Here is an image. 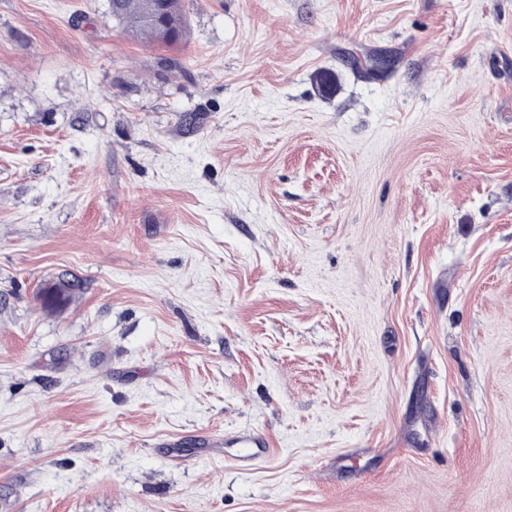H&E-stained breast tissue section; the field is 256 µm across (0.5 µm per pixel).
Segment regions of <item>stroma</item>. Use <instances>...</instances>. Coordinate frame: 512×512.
Instances as JSON below:
<instances>
[{
  "label": "stroma",
  "instance_id": "stroma-1",
  "mask_svg": "<svg viewBox=\"0 0 512 512\" xmlns=\"http://www.w3.org/2000/svg\"><path fill=\"white\" fill-rule=\"evenodd\" d=\"M184 7L0 0V512H512V0ZM108 3L110 15L131 39L163 47L185 41L188 21L181 0H109ZM157 4L166 5L165 14L155 11ZM49 282H53L55 288H58L59 295L49 297L46 294V289H40L36 297L41 307L46 311L62 310L70 303L79 290V288H77L78 285L74 281L64 277H58L56 280L45 282L41 288H47Z\"/></svg>",
  "mask_w": 512,
  "mask_h": 512
}]
</instances>
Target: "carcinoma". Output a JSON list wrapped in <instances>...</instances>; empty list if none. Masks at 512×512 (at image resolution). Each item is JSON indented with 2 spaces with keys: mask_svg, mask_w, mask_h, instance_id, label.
I'll use <instances>...</instances> for the list:
<instances>
[{
  "mask_svg": "<svg viewBox=\"0 0 512 512\" xmlns=\"http://www.w3.org/2000/svg\"><path fill=\"white\" fill-rule=\"evenodd\" d=\"M110 15L123 32L134 40H144L163 47L185 41L188 21L182 0H109ZM59 295L50 297L38 291L37 300L46 311L65 308L78 291L77 284L64 277L54 280Z\"/></svg>",
  "mask_w": 512,
  "mask_h": 512,
  "instance_id": "1",
  "label": "carcinoma"
}]
</instances>
